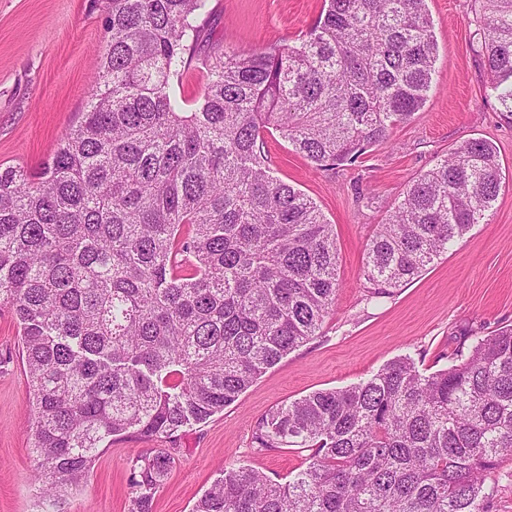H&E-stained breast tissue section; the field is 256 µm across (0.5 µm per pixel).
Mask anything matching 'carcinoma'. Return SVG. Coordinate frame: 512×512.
<instances>
[{"mask_svg": "<svg viewBox=\"0 0 512 512\" xmlns=\"http://www.w3.org/2000/svg\"><path fill=\"white\" fill-rule=\"evenodd\" d=\"M208 0H112L88 110L43 167L0 164V307L18 322L42 504L78 487L112 437L171 438L234 403L318 335L336 300V236L273 174L275 131L318 167L353 162L427 102V0H324L308 34L204 61L195 107L175 95ZM491 90L512 120V0H475ZM505 180L471 138L406 187L367 248L381 298L481 223ZM429 374L400 356L371 377L270 410L252 439L310 451L279 483L229 468L192 512H484L512 455V326L464 337ZM173 466L133 470L152 512Z\"/></svg>", "mask_w": 512, "mask_h": 512, "instance_id": "obj_1", "label": "carcinoma"}]
</instances>
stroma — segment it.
Listing matches in <instances>:
<instances>
[{
  "label": "stroma",
  "instance_id": "35a3bbf8",
  "mask_svg": "<svg viewBox=\"0 0 512 512\" xmlns=\"http://www.w3.org/2000/svg\"><path fill=\"white\" fill-rule=\"evenodd\" d=\"M322 0H209L210 13L179 94L200 97L211 48H262L302 37ZM110 0H0V164L35 170L86 111L87 88L108 34ZM438 43L436 73L425 106L393 129L387 143L355 163L317 167L279 136L266 139L275 176L312 198L336 232L340 289L318 336L254 381L224 411L161 442L129 432L114 437L86 482L57 512H130V474L138 456L161 445L175 463L153 512H191L227 467L245 466L283 482L305 468L294 448H254L252 429L272 408L311 392L369 378L408 354L419 370L444 364L469 331L512 324V120L504 117L478 56L474 0H428ZM492 141L506 169L484 221L420 277L368 300L366 245L407 184L461 142ZM20 327L0 310V512H40L31 480L32 399L21 358ZM487 512H512V456L486 484Z\"/></svg>",
  "mask_w": 512,
  "mask_h": 512
}]
</instances>
